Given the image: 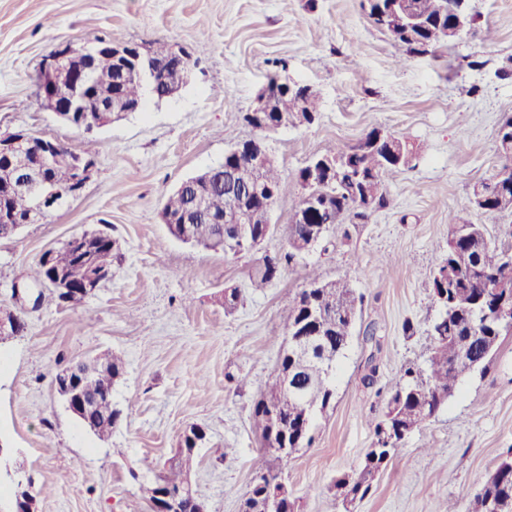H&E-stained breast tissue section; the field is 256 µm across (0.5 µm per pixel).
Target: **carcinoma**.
Here are the masks:
<instances>
[{
    "instance_id": "obj_1",
    "label": "carcinoma",
    "mask_w": 512,
    "mask_h": 512,
    "mask_svg": "<svg viewBox=\"0 0 512 512\" xmlns=\"http://www.w3.org/2000/svg\"><path fill=\"white\" fill-rule=\"evenodd\" d=\"M448 0H410V7L423 20L424 27L404 35L398 17L390 21L388 33L411 53L426 54L455 40L450 29ZM154 79H134L121 87L113 82L114 65L109 55H97L91 89L106 90L127 99L144 100L145 93L153 92L154 86L164 87L163 78L171 45L152 48ZM301 101V116L311 123L318 114V95L309 85L304 90L282 93L280 106L290 109L295 101ZM512 116L505 117L498 130L501 151L512 155ZM420 147L409 140L397 137L380 128L366 134L362 142L345 149L330 144L321 156L336 159V171L323 177L317 188L316 202L301 194L292 210L288 229V251L264 256L250 274L254 284L261 286L274 280L281 269L298 255L309 251V236L315 227H324L330 234L344 229L346 222L363 220L368 213L386 204L387 176L411 167ZM50 178L59 185L71 177L70 167L57 160L47 170ZM261 189L274 200L288 194L290 183L275 165L270 164L253 173ZM205 199V213L194 210L195 200ZM244 211L249 227L256 235L271 233L270 213L262 200L248 193L231 192L225 188L223 165L211 168L209 176L200 177L182 190L167 195L163 211L169 218L166 224L169 235L176 239L182 222L194 234V244L213 249L220 238L231 236L232 226L222 224L224 210L232 203ZM469 211L489 215L512 214V183L506 184L494 178L473 185L467 200L458 212L448 216L451 237L448 252L435 270L432 292L439 306V313L431 326L433 345L423 369L408 368L402 381L390 391L385 411L375 422V441L365 454L362 466L351 474L339 477L334 487L336 494L345 496L353 504L366 498L373 489L377 475L398 460L397 448L401 435L398 430L414 431L435 415V408L427 396L436 391L457 388L468 374L485 368L497 351L504 325L497 318L495 309L506 295L512 297V244L505 245L492 240L482 224L463 220ZM55 267L63 270L73 283L81 282L86 275L87 260L64 245L53 255ZM361 298L349 282L339 277L325 282L323 288H303L288 304L282 317L287 334L295 329H309L311 336H323L329 345L315 348L314 359L301 365L293 348L280 351L278 372L254 405V416L261 426L263 451L256 459V472L280 471L288 464V458H276L273 448L288 446L298 450L308 448L313 441L312 426L316 412L325 411L334 400L331 364L342 354L352 336L351 327L357 315ZM320 312V321L310 320L309 308ZM107 366L98 365V359L82 365V370L94 373L86 381V387L95 391H107L122 375L123 362L115 355H106ZM296 377L300 374L309 381L304 393L288 398L285 395L282 375ZM281 406L282 426L273 433L266 423L268 406ZM120 423V414L111 402H102L94 413L93 433L107 437ZM206 440V432L198 428L194 436L181 437L178 462L156 476L159 491H176L184 486L186 476L196 464V448ZM267 487L252 485L245 505L251 512H266ZM473 512H512V461L503 460L489 473L473 503Z\"/></svg>"
}]
</instances>
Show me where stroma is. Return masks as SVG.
Listing matches in <instances>:
<instances>
[{
	"mask_svg": "<svg viewBox=\"0 0 512 512\" xmlns=\"http://www.w3.org/2000/svg\"><path fill=\"white\" fill-rule=\"evenodd\" d=\"M471 10L456 43L410 55L369 22L361 0H0V133L29 128L76 151L90 140L96 149L79 198L0 241V309L16 308L13 284L46 249L104 227L116 242L110 281L78 304L26 312L25 331L0 341V442L11 451L0 462V512H10L20 481L39 490L38 512H147L145 487L192 424L207 433L192 476L206 512H239L260 453L253 406L285 339L280 312L314 269L346 277L362 303L334 401L317 415L312 447L283 470L299 512H435L448 499L472 512L482 481L512 448V335L405 436L367 498L349 506L333 488L363 463L383 392L404 368L425 365L449 212L505 162L497 130L512 115V0H471ZM97 37L207 50L178 92L87 132L43 105L36 77L43 57ZM280 70L314 87L321 107L314 124L266 142L293 185L274 206V231L261 250L228 256L174 240L160 219L165 196L252 136L242 116ZM375 127L424 145L410 169L387 178L386 206L252 287L261 255L287 248L299 170L328 144L355 147ZM397 254L408 264L381 266ZM233 287L241 298L228 313L222 292ZM370 324L377 341L366 344ZM107 353L123 361L112 389L122 420L102 439L68 410L52 378ZM240 375L246 387H237Z\"/></svg>",
	"mask_w": 512,
	"mask_h": 512,
	"instance_id": "stroma-1",
	"label": "stroma"
}]
</instances>
